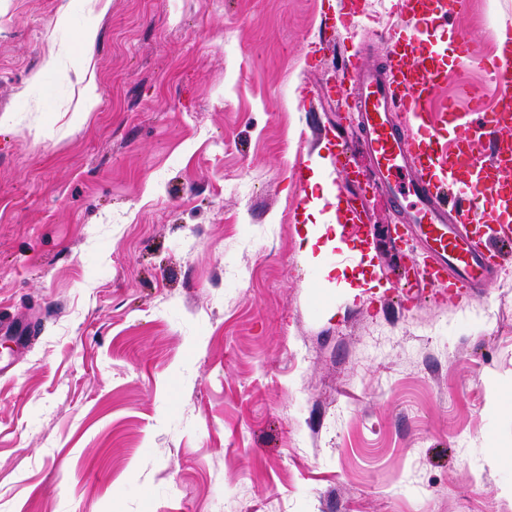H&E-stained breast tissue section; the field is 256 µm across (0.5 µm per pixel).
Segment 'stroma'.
<instances>
[{"instance_id":"1","label":"stroma","mask_w":512,"mask_h":512,"mask_svg":"<svg viewBox=\"0 0 512 512\" xmlns=\"http://www.w3.org/2000/svg\"><path fill=\"white\" fill-rule=\"evenodd\" d=\"M392 2L0 0V512H512V289L397 287L425 256L332 88ZM508 28L456 0L433 108ZM335 187L364 231L306 253ZM81 79L85 81V85L82 89V95L80 100L79 112L77 113L76 119L82 120L85 115L91 112L99 103V96L96 92V84L93 75L87 76V71L82 70Z\"/></svg>"}]
</instances>
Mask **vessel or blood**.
<instances>
[{"label":"vessel or blood","instance_id":"vessel-or-blood-1","mask_svg":"<svg viewBox=\"0 0 512 512\" xmlns=\"http://www.w3.org/2000/svg\"><path fill=\"white\" fill-rule=\"evenodd\" d=\"M414 29L440 24L454 9L453 0H438L426 11L422 0H397ZM394 61L390 72L348 61L352 83L342 95L348 110L359 115L361 144L371 160L376 190L399 207L401 222L423 239L431 254L420 273L428 281L447 279L449 287L471 290L485 286L501 260L485 225L512 232L505 216L512 214V56L500 58L492 79L497 104L485 110L481 91L461 92L482 114V131L473 135L460 127L454 105L432 115L431 102L444 78L432 58L410 57L412 40L388 35ZM454 131L452 146L441 140ZM488 140L489 159H481L480 140Z\"/></svg>","mask_w":512,"mask_h":512}]
</instances>
